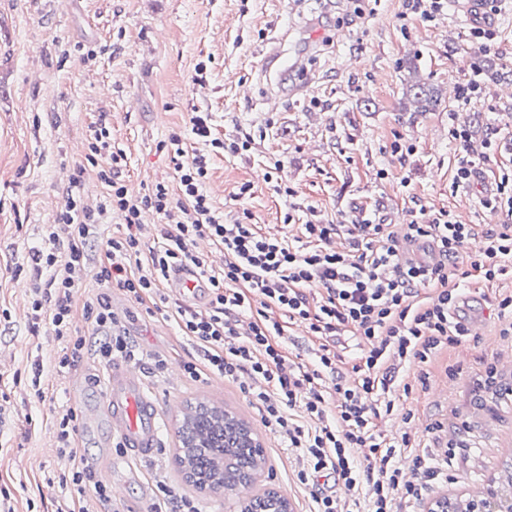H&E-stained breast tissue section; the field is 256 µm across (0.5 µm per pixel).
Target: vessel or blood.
I'll return each mask as SVG.
<instances>
[{"mask_svg":"<svg viewBox=\"0 0 512 512\" xmlns=\"http://www.w3.org/2000/svg\"><path fill=\"white\" fill-rule=\"evenodd\" d=\"M466 23L492 28L498 23L486 0H455ZM90 422L100 425L103 437L119 442L132 452V461L150 455L158 448L161 436L160 412L145 391L142 369L129 361L112 363L100 389L99 399L88 414Z\"/></svg>","mask_w":512,"mask_h":512,"instance_id":"vessel-or-blood-1","label":"vessel or blood"}]
</instances>
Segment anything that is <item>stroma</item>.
Instances as JSON below:
<instances>
[{"instance_id": "35a3bbf8", "label": "stroma", "mask_w": 512, "mask_h": 512, "mask_svg": "<svg viewBox=\"0 0 512 512\" xmlns=\"http://www.w3.org/2000/svg\"><path fill=\"white\" fill-rule=\"evenodd\" d=\"M341 29L351 31L349 41H337ZM467 32L460 16L443 12L426 22L407 12L405 0H77L68 14L57 0H0V490L8 492L13 512H54L70 500L73 488L61 483L68 463L51 450L56 417L69 406H93L99 387L88 376L106 371L87 356L57 375L60 345L47 328L32 331L29 290L11 273L41 245L73 174L81 176L85 204L103 200L97 167L72 144L88 143L93 128L107 122L114 149L125 156L121 177L141 193L155 181L172 180L173 164L160 144L201 110L210 113L217 136L228 140L247 132L255 141L245 154L210 157L205 189L227 219L249 211L263 230L292 241L312 219L347 223L373 212L388 224L420 204L434 214L450 212L462 224H494L498 217L483 201L498 176L512 174V97L500 96L499 82L490 81L481 97L462 107L449 97L448 85L488 62L508 71L512 85V9L501 15L491 51L474 52ZM279 48L300 63L284 80L264 67L265 56ZM91 49L98 53L93 61L87 58ZM349 53L363 61L352 74L339 65ZM202 61L207 81L201 87L193 75ZM415 84L434 88V111H417ZM105 85L113 88L108 100L99 94ZM279 90L282 110L263 111L262 99ZM455 127L472 130L470 144L483 156L486 176L471 186L454 182ZM398 139L412 144L413 153L395 156L391 146ZM277 161L280 181L266 180ZM281 183L286 191H278ZM245 185L251 188L246 195L240 192ZM104 293L136 346L153 399L161 405L206 401L248 422L266 457L249 495L272 487L292 512H310L309 492L294 479L297 452L261 425L242 385L216 375L173 380L151 374L155 355L172 366L196 358L192 342L173 321L147 314L145 305L104 289L85 271L78 276L73 321L89 346L97 347L98 338L84 306ZM510 293L508 275L476 285L473 307L486 334L424 363L428 387L404 403L417 431L396 415L378 426L390 441L410 433L402 457L433 458L445 441L427 433L426 424L467 417L469 447L456 456L448 478L433 485L431 497L468 500L512 477V392L488 394L476 407L467 385L483 361H512V341L500 336L489 305L490 298ZM458 362L462 376L448 379L444 366ZM38 363L50 386L43 401L31 387ZM180 423L167 419L160 448L136 474L123 451L101 447L95 434L81 435L79 444L102 479L127 483L119 512H148L162 499L161 480L196 498L204 512H227L238 501L235 493L196 494L183 481L175 465ZM24 430L29 437L23 442Z\"/></svg>"}]
</instances>
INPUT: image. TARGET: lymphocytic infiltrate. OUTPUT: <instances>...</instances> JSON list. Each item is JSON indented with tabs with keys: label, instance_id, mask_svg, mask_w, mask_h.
<instances>
[{
	"label": "lymphocytic infiltrate",
	"instance_id": "f902f5d3",
	"mask_svg": "<svg viewBox=\"0 0 512 512\" xmlns=\"http://www.w3.org/2000/svg\"><path fill=\"white\" fill-rule=\"evenodd\" d=\"M191 133L212 152L238 156L251 150L254 139L243 134L233 140L215 137L211 117L193 112ZM174 165L173 181H157L145 194L131 195L120 178L122 152L113 150L106 123H99L88 143L90 164L99 165L105 189L97 208L86 206L79 179L65 191L56 223L47 225L41 247L33 249L27 266H16L31 282L33 326L49 323L62 345L59 368L80 363L87 350L85 337L72 331L76 272L92 269L95 279L142 302L160 299L166 315L196 344L204 363L187 362L190 377L208 368L227 378L250 377L247 392L258 406L261 422L278 434L301 457L300 484L309 488L313 512H405L423 500L431 483L448 473L459 448L465 447L467 424L458 426L457 439L441 458L413 456L414 477L405 479L396 446L377 431L378 420L411 413L399 410L401 397L426 387L418 366L428 356L459 344L466 335L453 313L460 286L493 281L512 268V179L502 178L485 205L505 215L502 224L483 228L457 223L443 212L431 222H412L402 235L370 217L348 224H304L305 244L271 236L247 218L226 221L206 191V155L188 154L179 133L163 143ZM161 216L163 224L153 247L141 238L146 213ZM122 220L125 229L108 238L99 259L88 252L91 238L105 214ZM209 239L224 250V265L213 269L196 251L198 240ZM480 240L470 250L471 240ZM430 245L427 262L402 258L401 241ZM149 259V274L138 273ZM194 267L209 290V306L198 310L163 296L161 287L178 265ZM300 322L319 340L311 360L290 356L281 341L283 327L277 313ZM100 337L93 351L98 362L131 358L135 349L122 331L108 296L86 305ZM354 351L348 367H340L337 352L342 340ZM403 369L411 379L400 378ZM301 409L312 428L294 419ZM79 415L63 409L57 419L59 453L71 463L70 482L77 493L93 487L99 502L110 499L109 488L95 466L76 445ZM363 449L355 458L354 449ZM333 476L346 490L368 486V501L345 502L319 484Z\"/></svg>",
	"mask_w": 512,
	"mask_h": 512
}]
</instances>
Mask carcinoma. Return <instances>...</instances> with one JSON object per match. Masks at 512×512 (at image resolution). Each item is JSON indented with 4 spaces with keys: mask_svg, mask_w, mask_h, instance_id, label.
<instances>
[{
    "mask_svg": "<svg viewBox=\"0 0 512 512\" xmlns=\"http://www.w3.org/2000/svg\"><path fill=\"white\" fill-rule=\"evenodd\" d=\"M250 427L226 410L205 401L187 405V412L179 427L181 447L175 456L178 471L192 487H197V474L210 477L209 493H232L238 487L252 482L266 464L265 456L250 461L241 460L238 451L226 438L234 435L236 441L248 435ZM266 508L280 512L283 502L267 493L255 495L241 504V512H258Z\"/></svg>",
    "mask_w": 512,
    "mask_h": 512,
    "instance_id": "carcinoma-1",
    "label": "carcinoma"
}]
</instances>
